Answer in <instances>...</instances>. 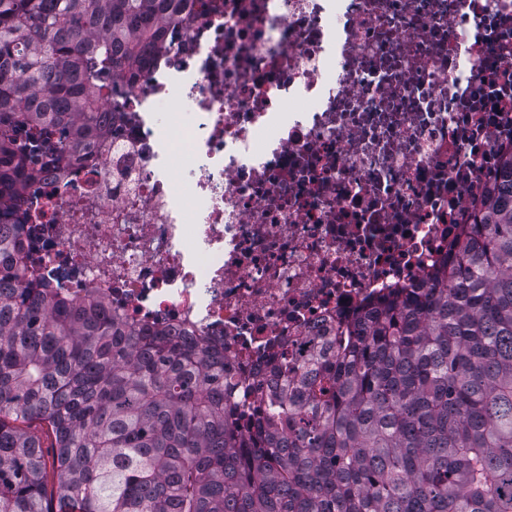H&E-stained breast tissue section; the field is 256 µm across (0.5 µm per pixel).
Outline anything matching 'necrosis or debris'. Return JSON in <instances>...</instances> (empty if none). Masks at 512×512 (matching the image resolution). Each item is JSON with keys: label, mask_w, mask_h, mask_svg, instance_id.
Wrapping results in <instances>:
<instances>
[{"label": "necrosis or debris", "mask_w": 512, "mask_h": 512, "mask_svg": "<svg viewBox=\"0 0 512 512\" xmlns=\"http://www.w3.org/2000/svg\"><path fill=\"white\" fill-rule=\"evenodd\" d=\"M15 204L58 293L224 353L257 402L421 288L512 141V0H200Z\"/></svg>", "instance_id": "necrosis-or-debris-1"}]
</instances>
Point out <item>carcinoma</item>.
Returning a JSON list of instances; mask_svg holds the SVG:
<instances>
[{"instance_id": "1", "label": "carcinoma", "mask_w": 512, "mask_h": 512, "mask_svg": "<svg viewBox=\"0 0 512 512\" xmlns=\"http://www.w3.org/2000/svg\"><path fill=\"white\" fill-rule=\"evenodd\" d=\"M187 8L0 0V217ZM0 512H512V143L427 286L234 419L223 354L53 291L0 221Z\"/></svg>"}]
</instances>
